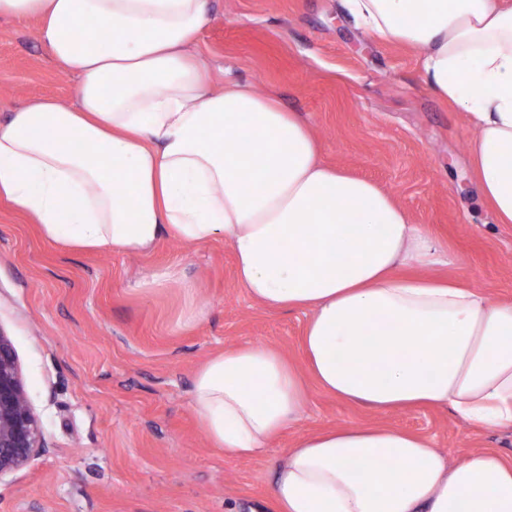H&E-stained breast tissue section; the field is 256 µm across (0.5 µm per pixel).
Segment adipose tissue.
Returning a JSON list of instances; mask_svg holds the SVG:
<instances>
[{"label": "adipose tissue", "instance_id": "obj_1", "mask_svg": "<svg viewBox=\"0 0 512 512\" xmlns=\"http://www.w3.org/2000/svg\"><path fill=\"white\" fill-rule=\"evenodd\" d=\"M420 53L427 87L464 112L481 198L512 224V5L347 0ZM36 19L78 74L76 106L38 100L0 123V203L76 251L190 248L224 237L264 308L300 310L305 370L266 345L196 373L193 407L225 454L266 455L310 388L377 412L444 407L512 429V301L431 275L448 247L373 182L323 162L306 122L250 83L214 90L191 46L208 0H0ZM274 512H512V459L360 423L300 437L272 467Z\"/></svg>", "mask_w": 512, "mask_h": 512}]
</instances>
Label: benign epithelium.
Wrapping results in <instances>:
<instances>
[{
  "label": "benign epithelium",
  "mask_w": 512,
  "mask_h": 512,
  "mask_svg": "<svg viewBox=\"0 0 512 512\" xmlns=\"http://www.w3.org/2000/svg\"><path fill=\"white\" fill-rule=\"evenodd\" d=\"M44 448L15 347L0 330V477L26 467Z\"/></svg>",
  "instance_id": "obj_1"
}]
</instances>
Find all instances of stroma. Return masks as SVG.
I'll return each mask as SVG.
<instances>
[{"label": "stroma", "mask_w": 512, "mask_h": 512, "mask_svg": "<svg viewBox=\"0 0 512 512\" xmlns=\"http://www.w3.org/2000/svg\"><path fill=\"white\" fill-rule=\"evenodd\" d=\"M194 53L213 89L253 83L308 123L323 159L376 182L448 245L437 276L512 299V224L480 199L464 113L425 85L415 50L358 25L343 0H208ZM38 22L0 18V121L26 103L77 101ZM223 239L135 253L70 251L0 204V330L19 356L45 452L0 479V512H272V463L299 435L379 423L512 458V430L441 409L374 413L311 389L299 426L267 455L236 459L207 440L192 380L224 349L262 344L297 368L305 313L253 302Z\"/></svg>", "instance_id": "obj_1"}]
</instances>
